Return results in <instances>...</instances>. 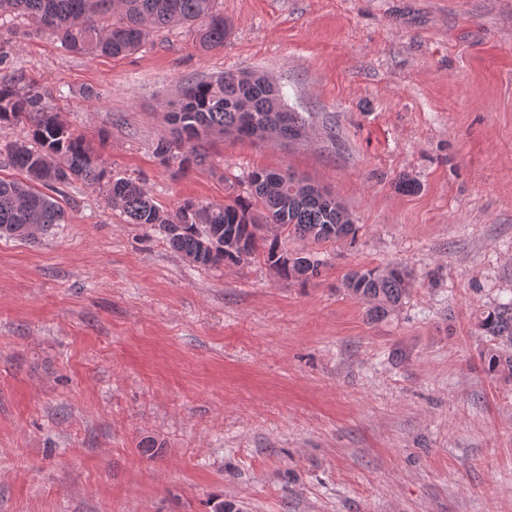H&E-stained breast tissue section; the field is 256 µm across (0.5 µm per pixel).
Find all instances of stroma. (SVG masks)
<instances>
[{"label":"stroma","mask_w":512,"mask_h":512,"mask_svg":"<svg viewBox=\"0 0 512 512\" xmlns=\"http://www.w3.org/2000/svg\"><path fill=\"white\" fill-rule=\"evenodd\" d=\"M224 44L173 25L126 56L0 38L112 177L154 203L291 170L360 230L320 275L202 267L72 180L65 221L0 238V512H512V377L477 322L512 295V0H219ZM259 72L306 135L156 154L185 81ZM414 183L405 189L404 180ZM411 275L373 321L352 270Z\"/></svg>","instance_id":"obj_1"}]
</instances>
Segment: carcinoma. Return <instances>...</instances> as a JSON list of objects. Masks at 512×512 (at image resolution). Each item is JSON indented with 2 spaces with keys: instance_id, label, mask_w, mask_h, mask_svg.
I'll list each match as a JSON object with an SVG mask.
<instances>
[{
  "instance_id": "cac0c4a2",
  "label": "carcinoma",
  "mask_w": 512,
  "mask_h": 512,
  "mask_svg": "<svg viewBox=\"0 0 512 512\" xmlns=\"http://www.w3.org/2000/svg\"><path fill=\"white\" fill-rule=\"evenodd\" d=\"M19 14L31 20L35 31L50 34L76 54L125 55L140 48L152 30L174 24L198 29L207 47L224 44L218 0H0V26ZM285 111L279 91L255 73L188 81L169 112L174 135L158 143L156 151L164 164L182 173L202 166L208 137L239 126L242 113L275 125ZM23 119L29 122L30 141L9 148L13 168L52 191L73 179L105 187L127 223L159 227L172 248L195 264L236 266L261 255L280 276L306 283L319 276L320 259L310 251H284L278 237L264 234V226L276 224L281 232L318 246L356 238L358 227L343 203L289 170L252 172L246 199L209 204L185 199L170 211L161 210L142 182L109 177L84 138L43 107L40 94L0 83V124ZM64 217L52 196L0 179V236L28 238L34 230L63 223ZM410 287L409 272L395 265L359 269L344 280V288L368 304L367 316L375 321L395 311ZM477 326L490 340L507 345L486 350V372L511 377L512 298L483 312Z\"/></svg>"
}]
</instances>
